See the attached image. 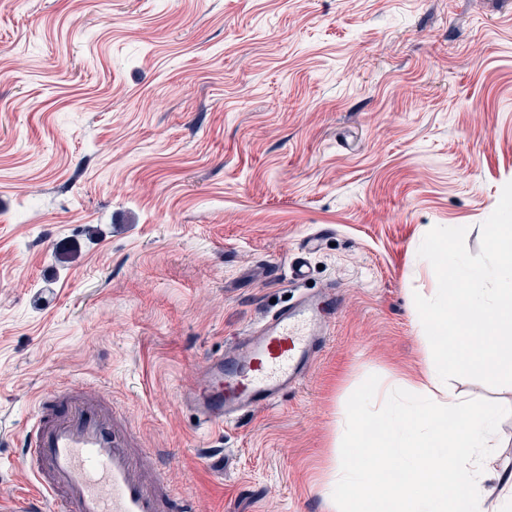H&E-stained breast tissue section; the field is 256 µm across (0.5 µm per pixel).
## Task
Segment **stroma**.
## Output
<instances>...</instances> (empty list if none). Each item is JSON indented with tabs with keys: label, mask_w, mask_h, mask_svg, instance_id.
I'll use <instances>...</instances> for the list:
<instances>
[{
	"label": "stroma",
	"mask_w": 512,
	"mask_h": 512,
	"mask_svg": "<svg viewBox=\"0 0 512 512\" xmlns=\"http://www.w3.org/2000/svg\"><path fill=\"white\" fill-rule=\"evenodd\" d=\"M512 224V0H0V503L33 399H111L197 512H328L345 406L428 357L416 313ZM307 267L306 279L291 275ZM333 290L311 372L197 428L201 363ZM500 411L512 379L449 370Z\"/></svg>",
	"instance_id": "obj_1"
}]
</instances>
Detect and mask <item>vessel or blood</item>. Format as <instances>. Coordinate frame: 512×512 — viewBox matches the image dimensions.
Here are the masks:
<instances>
[{"instance_id":"b4317fda","label":"vessel or blood","mask_w":512,"mask_h":512,"mask_svg":"<svg viewBox=\"0 0 512 512\" xmlns=\"http://www.w3.org/2000/svg\"><path fill=\"white\" fill-rule=\"evenodd\" d=\"M334 306L324 296L280 309L205 361L203 386L182 395L196 423L220 427L277 403L312 367ZM22 447L31 475L17 501L22 512L47 501L58 512H195L193 501L175 495L164 473L150 467L149 449L135 446L123 415L85 387L36 397Z\"/></svg>"}]
</instances>
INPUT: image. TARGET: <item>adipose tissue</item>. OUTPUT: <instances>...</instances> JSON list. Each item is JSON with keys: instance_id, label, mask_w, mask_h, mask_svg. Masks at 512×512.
I'll list each match as a JSON object with an SVG mask.
<instances>
[{"instance_id": "obj_1", "label": "adipose tissue", "mask_w": 512, "mask_h": 512, "mask_svg": "<svg viewBox=\"0 0 512 512\" xmlns=\"http://www.w3.org/2000/svg\"><path fill=\"white\" fill-rule=\"evenodd\" d=\"M488 241L492 270H472L433 241L427 258L450 270L461 287L452 299L420 313L435 356L420 381L395 380L376 395L383 403L380 434L357 432L352 460L338 462L324 491L330 512H512V474L496 498L484 482L492 470L489 449L499 445V417L448 395L449 369L512 379V225L493 224ZM497 287H490V280ZM480 337L472 346L470 337Z\"/></svg>"}]
</instances>
